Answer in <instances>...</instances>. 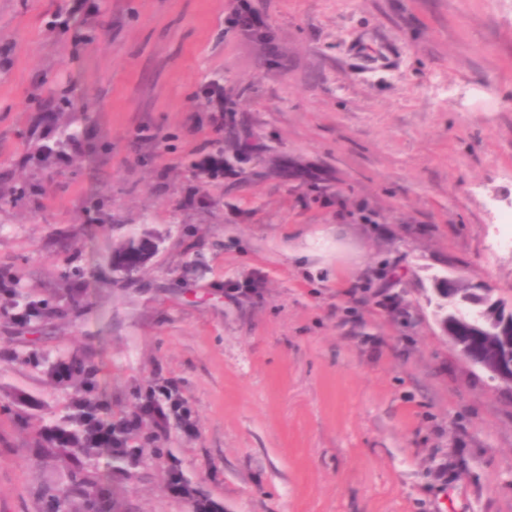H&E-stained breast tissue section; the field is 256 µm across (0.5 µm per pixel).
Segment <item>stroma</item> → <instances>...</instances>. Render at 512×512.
<instances>
[{
    "instance_id": "35a3bbf8",
    "label": "stroma",
    "mask_w": 512,
    "mask_h": 512,
    "mask_svg": "<svg viewBox=\"0 0 512 512\" xmlns=\"http://www.w3.org/2000/svg\"><path fill=\"white\" fill-rule=\"evenodd\" d=\"M71 94L91 111L55 114ZM233 123L267 151L227 168ZM25 183L0 268L86 270L49 350L92 343L116 409L179 382L177 456L224 512H512V385L432 303L448 275L512 308V0H0V194ZM130 236L154 247L126 279ZM1 393L66 401L0 363ZM0 439V512H39L25 433ZM125 496L188 512L158 472ZM141 240L128 238L121 243L112 254V265H122L130 261L142 258L144 260L145 246ZM461 357L470 365L479 367L492 374L495 378L512 385V363L507 365L501 360L486 361L474 358L462 345L455 344Z\"/></svg>"
}]
</instances>
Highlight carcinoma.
Masks as SVG:
<instances>
[{
  "label": "carcinoma",
  "mask_w": 512,
  "mask_h": 512,
  "mask_svg": "<svg viewBox=\"0 0 512 512\" xmlns=\"http://www.w3.org/2000/svg\"><path fill=\"white\" fill-rule=\"evenodd\" d=\"M143 257L144 244L131 237L114 250L112 264ZM84 277L82 266L69 265L61 273L65 287L35 292L0 269V326L11 334L0 346V362L44 375L69 391L64 410L39 417L34 429L33 410L40 407L35 400L1 397L0 417L29 431L28 457L48 473L44 512H132L119 501L117 488L141 482L151 470L168 480L181 470L175 448L161 437L188 421L191 408L176 383L146 380L129 390L133 409L114 410L101 389L90 345L53 352L45 336L16 335L23 329H51L60 321L76 323L86 306ZM178 482L180 499L191 512H224L202 482L188 475Z\"/></svg>",
  "instance_id": "1"
}]
</instances>
